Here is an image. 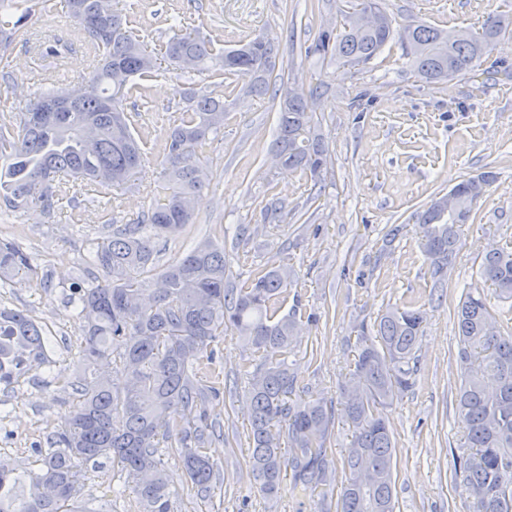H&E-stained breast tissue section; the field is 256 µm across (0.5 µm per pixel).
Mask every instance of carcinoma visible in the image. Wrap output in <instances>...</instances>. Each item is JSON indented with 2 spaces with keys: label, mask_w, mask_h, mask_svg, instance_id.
Instances as JSON below:
<instances>
[{
  "label": "carcinoma",
  "mask_w": 512,
  "mask_h": 512,
  "mask_svg": "<svg viewBox=\"0 0 512 512\" xmlns=\"http://www.w3.org/2000/svg\"><path fill=\"white\" fill-rule=\"evenodd\" d=\"M75 38L93 51L86 90L73 95L49 86L25 105L19 124L0 119V213L37 203L51 216L60 196L82 181L85 194L109 195L144 162L125 113L130 78L150 73L152 54L127 29L112 0H66ZM38 0H0V79L12 80L9 51L31 33L28 19ZM376 20L363 27L357 16ZM504 31L498 18L478 35L448 40L449 32L426 24L394 27L376 0H360L340 34L323 29L315 51L348 64H366L389 42H398L418 76L429 83L466 75ZM277 47L257 37L218 51L192 34H177L165 47L184 73L222 71L240 77L255 96L271 86ZM165 144L166 172L147 213L94 243L88 266L103 273L72 283L70 303L85 324L80 372L72 384L77 403L51 438L53 451L38 467L0 463V512H81L84 472L116 465L134 484L142 512H171V491L159 449L177 458L197 497L210 498L215 467L203 449L215 427L206 420V388L200 365L213 359L211 344L230 328L261 360L248 373L252 440L250 469L259 491L277 495L283 467L295 498L318 496L330 512L327 441L332 414L322 399L291 400L295 375L288 365L297 324L278 314V302L294 270L265 267L241 283L224 245L200 242L158 271L156 243L194 223V200L209 185L203 149L224 129V99L193 91ZM278 164L317 177L327 166L321 137L302 97L286 92L271 144ZM493 175L484 173L451 189L418 215L421 246L433 274L443 279L458 249L459 231L484 196ZM481 279L501 299H512V249L493 248L482 258ZM0 281L44 283L13 241L0 239ZM424 314L392 308L373 328L360 326L351 383L341 391L353 428L344 466L347 483L336 512H395L394 442L385 410L415 385V352ZM458 357L463 381L457 417L468 451L455 469L474 497V512H512V332L501 329L485 295L467 292L457 310ZM44 329L22 311L0 308V384H10L50 362ZM124 418L122 427L113 417ZM288 435V456L281 433Z\"/></svg>",
  "instance_id": "carcinoma-1"
}]
</instances>
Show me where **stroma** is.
<instances>
[{"label": "stroma", "instance_id": "obj_1", "mask_svg": "<svg viewBox=\"0 0 512 512\" xmlns=\"http://www.w3.org/2000/svg\"><path fill=\"white\" fill-rule=\"evenodd\" d=\"M398 24L418 21L448 31L480 30L489 16L512 19V0H380ZM358 0H116L133 35L157 56V66L127 88L131 130L147 160L134 181L113 197L62 201L55 218L30 207L0 223V239L17 241L46 287L0 283V308L20 309L45 326L50 365L11 386L0 384V460L24 465L47 455L50 440L76 399L70 381L83 341L66 297L93 242L147 212L163 176L167 135L186 103L188 88L224 97V131L206 146L210 185L196 200V221L157 243L167 266L201 238L224 244L235 276L286 265L296 280L281 300L299 329L289 361L295 395L321 398L333 410L328 454L334 488L346 480L343 458L351 427L340 390L353 369L356 328L392 307L426 316L417 344V381L387 409L395 443L397 512H473V497L454 475L464 437L455 418L461 369L454 313L488 247H512V29L473 72L429 84L413 71L397 43L363 66L311 54L320 31L343 27ZM199 30L214 48L258 36L278 45L272 79L310 97L313 123L328 147L319 179L272 163L280 100L244 93L235 76L213 72L178 76L162 55L175 29ZM35 45L14 46L13 79L0 87V118L18 120L38 91ZM493 172L475 214L465 224L454 266L436 280L420 247L416 214L462 180ZM275 214H267L269 206ZM401 226L389 238L393 226ZM203 384L220 391L209 403L220 423L206 453L221 474L208 501H200L173 458L164 463L173 512H319L315 498L288 489L263 496L249 457L248 371L256 359L234 331L215 343ZM90 512H140L130 484L117 469L88 470L81 495Z\"/></svg>", "mask_w": 512, "mask_h": 512}]
</instances>
